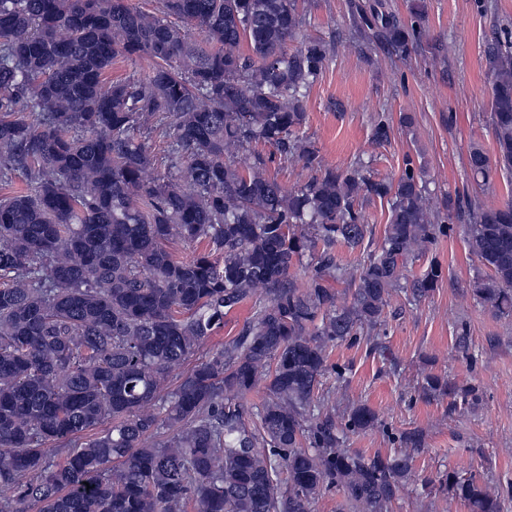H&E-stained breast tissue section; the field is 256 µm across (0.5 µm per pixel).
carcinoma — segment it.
Returning <instances> with one entry per match:
<instances>
[{"mask_svg": "<svg viewBox=\"0 0 512 512\" xmlns=\"http://www.w3.org/2000/svg\"><path fill=\"white\" fill-rule=\"evenodd\" d=\"M412 12L406 24L376 0L352 26L407 56L424 5ZM333 51L304 32L299 0H162L158 14L130 0H0V185L28 180L0 198V512H314L334 487L352 512H389L411 451L343 447L338 430L377 416L358 406L338 425L318 393L328 371L342 374L329 345L382 325L404 284L415 300L438 286L437 262L413 280L409 264L444 225L411 155L397 182L372 180L360 158L324 165L301 134ZM119 57L147 61V74L110 80ZM487 58L497 154L474 146L468 158L484 186L512 173V46L497 40ZM155 131L162 181L143 142ZM390 135L381 115L370 145ZM252 143L276 155L237 166ZM276 158L314 175L288 191L266 175ZM373 197L389 205L385 235L351 271L333 248L364 244ZM448 218L465 221L488 270L474 299L512 317V197L450 201ZM202 241L186 261L168 250ZM246 302L238 335L197 356ZM261 384L249 418L240 400ZM422 391L478 400L435 375ZM448 484L471 512H504L480 478Z\"/></svg>", "mask_w": 512, "mask_h": 512, "instance_id": "cac0c4a2", "label": "carcinoma"}]
</instances>
